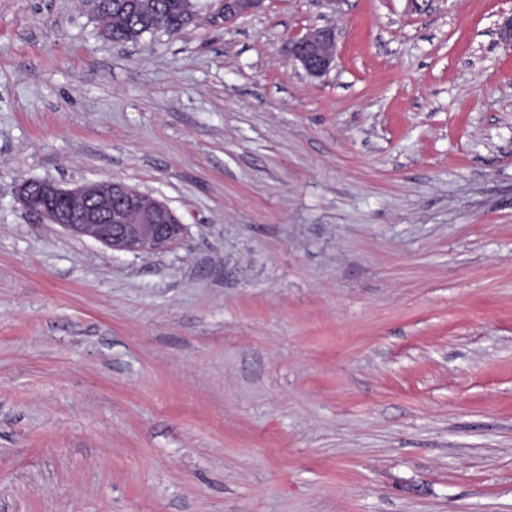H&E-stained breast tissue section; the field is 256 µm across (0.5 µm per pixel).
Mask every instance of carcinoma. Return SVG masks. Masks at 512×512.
I'll use <instances>...</instances> for the list:
<instances>
[{"label":"carcinoma","mask_w":512,"mask_h":512,"mask_svg":"<svg viewBox=\"0 0 512 512\" xmlns=\"http://www.w3.org/2000/svg\"><path fill=\"white\" fill-rule=\"evenodd\" d=\"M137 4L139 7L132 9L124 0H103L99 16L108 39L125 44L159 30L178 34L188 10L195 9L193 0H137Z\"/></svg>","instance_id":"obj_1"}]
</instances>
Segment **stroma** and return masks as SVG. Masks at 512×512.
I'll list each match as a JSON object with an SVG mask.
<instances>
[{
    "label": "stroma",
    "instance_id": "1",
    "mask_svg": "<svg viewBox=\"0 0 512 512\" xmlns=\"http://www.w3.org/2000/svg\"><path fill=\"white\" fill-rule=\"evenodd\" d=\"M196 2L0 0V512H512V0ZM105 178L183 240L14 195ZM124 1L128 0H103L98 12L107 38L120 44L136 42L159 30L178 34L188 10L196 11L192 0H137V9L126 7L134 2ZM265 0H216L217 6L210 12L215 27H224L239 16L260 9ZM288 60L299 64L313 77L333 67L336 59V35L331 28H316L292 39L286 46ZM15 194L28 213L114 252L154 254L179 244L186 232L166 203L149 199L122 180L72 188L29 180Z\"/></svg>",
    "mask_w": 512,
    "mask_h": 512
}]
</instances>
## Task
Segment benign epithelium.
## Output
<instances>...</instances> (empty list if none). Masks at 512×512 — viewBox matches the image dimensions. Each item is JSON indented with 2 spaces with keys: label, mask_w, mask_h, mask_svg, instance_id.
Segmentation results:
<instances>
[{
  "label": "benign epithelium",
  "mask_w": 512,
  "mask_h": 512,
  "mask_svg": "<svg viewBox=\"0 0 512 512\" xmlns=\"http://www.w3.org/2000/svg\"><path fill=\"white\" fill-rule=\"evenodd\" d=\"M216 2L210 21L224 27L260 9L264 0ZM286 54L308 75L320 77L335 63L336 35L331 28L312 29L291 40ZM16 197L28 213L114 252L154 254L179 244L186 232V225L166 203L148 198L122 180H101L72 188L29 180L18 186Z\"/></svg>",
  "instance_id": "obj_1"
}]
</instances>
